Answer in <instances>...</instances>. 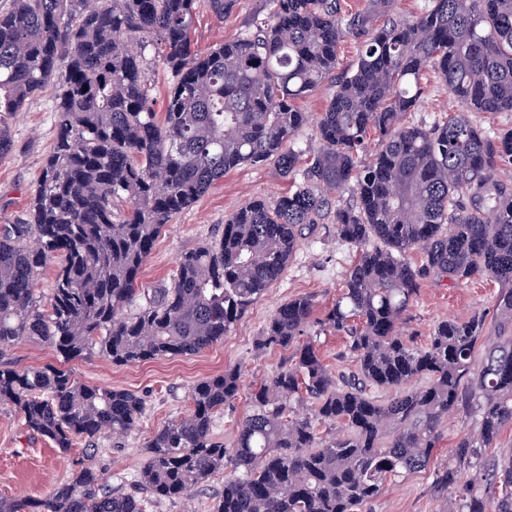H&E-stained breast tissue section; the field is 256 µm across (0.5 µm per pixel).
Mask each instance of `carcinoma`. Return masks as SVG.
Returning a JSON list of instances; mask_svg holds the SVG:
<instances>
[{
	"label": "carcinoma",
	"mask_w": 512,
	"mask_h": 512,
	"mask_svg": "<svg viewBox=\"0 0 512 512\" xmlns=\"http://www.w3.org/2000/svg\"><path fill=\"white\" fill-rule=\"evenodd\" d=\"M269 2L204 53L189 39L197 0H12L0 13V160L7 120L60 80L27 217L0 229V351L25 336L66 361L196 355L282 276L300 238L331 223L344 241L381 247L362 251L323 317L301 296L267 321L257 347L290 356L251 389L234 446L212 435L242 389L227 368L149 440L140 490L176 502L222 473L214 512H362L387 481L430 468L449 414L472 412L475 431L434 487L451 512H512V460L488 459L512 425V336L488 342L482 315L442 320L424 344L401 329L429 278L498 281L497 328L512 326V184L495 175L512 163V129L491 136L471 119L512 112V0H424L411 18L393 0L355 12L341 0ZM347 39L355 63L312 119L297 103L335 76ZM151 52L171 74L161 113ZM426 69L457 110L414 122ZM310 121L319 147L294 190L234 212L219 239L180 257L170 286L138 287L165 225L227 172L272 163L294 174ZM52 259L43 308L34 287ZM328 331L354 370L327 364L315 337ZM1 403L63 452L123 437L144 413L140 397L53 364L0 368ZM144 501L80 462L48 496L1 499L0 512H144Z\"/></svg>",
	"instance_id": "1"
}]
</instances>
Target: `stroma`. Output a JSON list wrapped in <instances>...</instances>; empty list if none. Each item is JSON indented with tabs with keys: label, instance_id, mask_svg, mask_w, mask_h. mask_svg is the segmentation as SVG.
<instances>
[{
	"label": "stroma",
	"instance_id": "stroma-1",
	"mask_svg": "<svg viewBox=\"0 0 512 512\" xmlns=\"http://www.w3.org/2000/svg\"><path fill=\"white\" fill-rule=\"evenodd\" d=\"M264 4L265 0H236L234 10L221 18L198 6L190 33L195 46L206 52L235 38L248 16ZM55 92V84H48L10 121L12 149L0 161V227L16 223L27 214L56 133L52 114ZM293 184L292 178L282 177L271 164H247L228 172L166 224L139 274V286H169L183 253L217 239L225 219L237 209L255 199L274 201L288 193ZM359 254V248L337 237L332 225H320L313 235L300 241L281 278L234 324L224 340L197 355L126 366L112 365L98 356L65 362L40 344L18 340L0 353V367L25 371L47 364L61 365L80 383L134 393L143 398L145 410L128 436L115 439L106 433L94 445L81 442L63 453L50 440L24 428L11 405H0V499L45 497L57 484L71 478L79 460L102 471L112 487L136 491L146 462L147 441L158 429L190 412V393L199 381L236 366L242 371L244 392L217 415L212 430L217 440L232 444L239 422L250 411L248 389L277 372L287 357L280 349H255L269 317L282 304L300 296L311 297L316 315H323L340 294ZM500 290V284L490 278L459 286L425 281L407 314L404 331L423 343L441 320L492 314ZM431 482L427 470L389 481L381 496L363 512H450V501L434 494ZM223 485L224 477L219 474L185 500L173 503L152 499L146 510L212 512Z\"/></svg>",
	"mask_w": 512,
	"mask_h": 512
}]
</instances>
